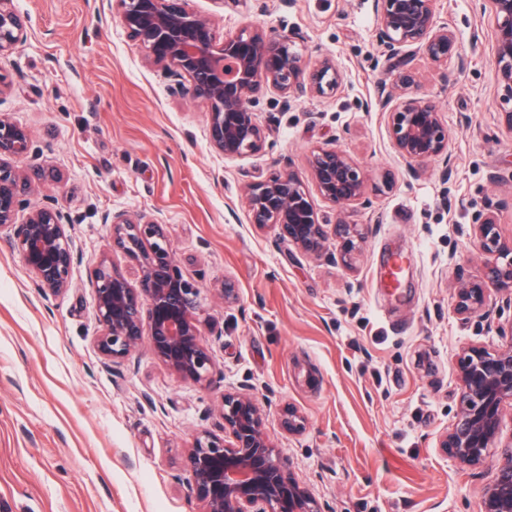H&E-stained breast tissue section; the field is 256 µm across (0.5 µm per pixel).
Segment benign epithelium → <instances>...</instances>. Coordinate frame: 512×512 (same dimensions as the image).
I'll use <instances>...</instances> for the list:
<instances>
[{
  "instance_id": "1",
  "label": "benign epithelium",
  "mask_w": 512,
  "mask_h": 512,
  "mask_svg": "<svg viewBox=\"0 0 512 512\" xmlns=\"http://www.w3.org/2000/svg\"><path fill=\"white\" fill-rule=\"evenodd\" d=\"M129 38L143 49L146 64L175 81L208 105L209 139L226 158L254 155L264 149L266 133L254 108L260 98L276 93L324 97L337 92L342 75L323 59L306 63L286 35L261 26L217 34L211 19L190 9L187 0H115ZM439 0H374L376 41L388 58L406 47L422 51L434 63H446L457 52V39L438 21ZM496 20L499 83L512 97V0H489ZM28 19L13 0H0V57L24 41ZM417 85L409 68L399 73L391 90L378 96L396 152L417 172L424 162L448 161V126L429 99L396 94ZM33 154L28 130L0 114V235L16 248L43 290L65 289L75 260L66 232L68 216L58 207L38 205L16 223L28 204L30 183L14 162ZM311 182L321 198L337 208L336 221L319 217L307 184L291 169L247 184L251 223L274 230L307 255L321 257L338 240L334 262L354 268L365 232L342 217V210L367 206L368 182L360 166L344 152L315 147L308 156ZM112 243L137 266V285L106 261L92 270L90 283L102 333L98 347L106 359L125 358L143 336L153 354L177 376L208 381L212 357L199 318V289L183 279L169 250L165 224L157 217L106 214ZM478 248L491 257L484 280L461 285L455 309L466 318L480 314L491 284L512 293V244L502 241L492 215L481 213L474 224ZM459 408L440 447L463 466L484 465L500 434L505 407L512 405V342L493 351L465 348L458 361ZM224 436L196 434L187 448L191 487L204 512H319L307 488L287 472L278 448L266 431L264 414L245 393H226ZM291 434L303 432L305 418L288 409L283 422ZM481 512H512V441L501 447L492 480L485 486Z\"/></svg>"
}]
</instances>
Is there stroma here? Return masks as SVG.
<instances>
[{"mask_svg": "<svg viewBox=\"0 0 512 512\" xmlns=\"http://www.w3.org/2000/svg\"><path fill=\"white\" fill-rule=\"evenodd\" d=\"M99 3L14 0L27 38L0 58V113L33 141L18 162L34 175L29 200L66 213L77 253L55 295L0 239V512H204L185 451L197 433L223 435L228 392L258 401L322 512H480L493 465L460 466L440 441L458 409L462 346L512 342V294L491 290L476 316L455 311L459 283L483 279L476 212L512 240V101L497 82L492 15L477 0H440L458 55L437 65L412 48L383 55L372 0H189L218 31L275 30L305 62L328 58L343 74L324 98L267 95L264 150L228 160L210 145L206 103L147 66L119 11ZM403 62L421 79L409 96L433 100L450 133L447 161L417 175L377 104ZM327 145L355 158L370 187V207L344 211L366 232L350 270L251 224L245 207L247 183L306 175L308 152ZM106 212L165 223L200 290L206 384L171 373L145 337L120 362L100 352L93 268L106 258L137 279ZM400 253L410 261L394 282L385 259ZM290 408L302 433L282 426Z\"/></svg>", "mask_w": 512, "mask_h": 512, "instance_id": "35a3bbf8", "label": "stroma"}]
</instances>
